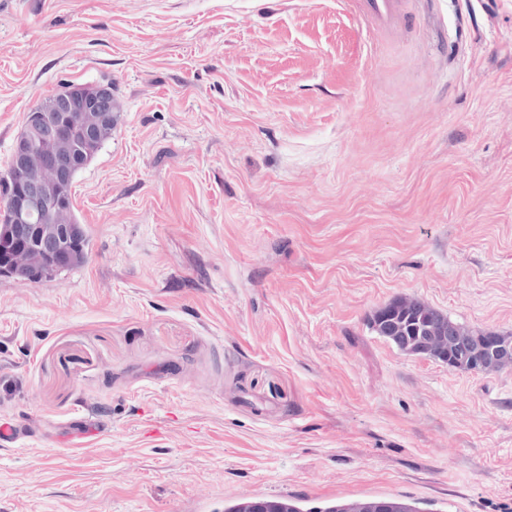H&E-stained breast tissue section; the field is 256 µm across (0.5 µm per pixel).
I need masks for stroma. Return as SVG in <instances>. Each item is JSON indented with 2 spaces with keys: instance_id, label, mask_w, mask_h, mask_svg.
Segmentation results:
<instances>
[{
  "instance_id": "stroma-1",
  "label": "stroma",
  "mask_w": 512,
  "mask_h": 512,
  "mask_svg": "<svg viewBox=\"0 0 512 512\" xmlns=\"http://www.w3.org/2000/svg\"><path fill=\"white\" fill-rule=\"evenodd\" d=\"M107 80L87 261L0 276V415L42 429L0 445V512H512V366L370 326L407 297L512 335V0L379 37L352 0H0V175L32 106ZM268 500V499H266ZM277 503L279 510L276 512H370L364 511L373 507L375 504L385 505L388 511L385 512H419L412 504L396 500V499H371V500H355L348 503H333L325 507H312L304 509L291 500L269 499Z\"/></svg>"
}]
</instances>
